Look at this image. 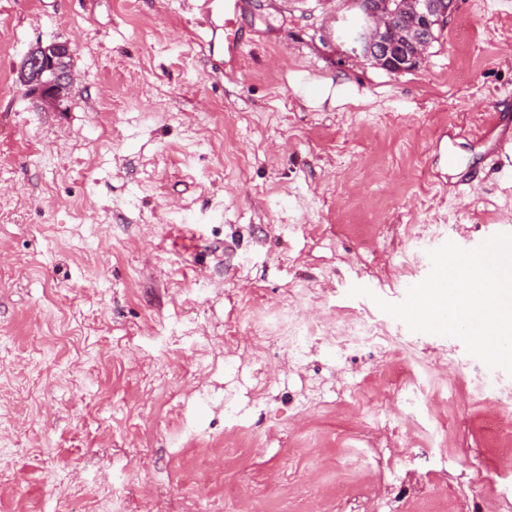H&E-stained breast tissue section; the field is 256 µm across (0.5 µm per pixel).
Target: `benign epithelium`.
<instances>
[{"mask_svg": "<svg viewBox=\"0 0 512 512\" xmlns=\"http://www.w3.org/2000/svg\"><path fill=\"white\" fill-rule=\"evenodd\" d=\"M457 0H354L363 21L354 56L392 74L418 68L435 29L448 24ZM71 54L69 43H41L23 60L19 81L41 103L57 107L74 89V75L60 69L62 58Z\"/></svg>", "mask_w": 512, "mask_h": 512, "instance_id": "benign-epithelium-1", "label": "benign epithelium"}]
</instances>
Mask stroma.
Wrapping results in <instances>:
<instances>
[{"instance_id": "35a3bbf8", "label": "stroma", "mask_w": 512, "mask_h": 512, "mask_svg": "<svg viewBox=\"0 0 512 512\" xmlns=\"http://www.w3.org/2000/svg\"><path fill=\"white\" fill-rule=\"evenodd\" d=\"M133 2L0 0V512H190L200 461L203 512H501L485 421L512 375L375 300L512 225V147L448 136L512 121V12L458 0L390 74L351 57L347 0H244L234 68L195 0ZM65 41L75 88L44 111L18 70ZM286 295L381 324L437 397L389 388L372 345L262 352L255 312Z\"/></svg>"}]
</instances>
